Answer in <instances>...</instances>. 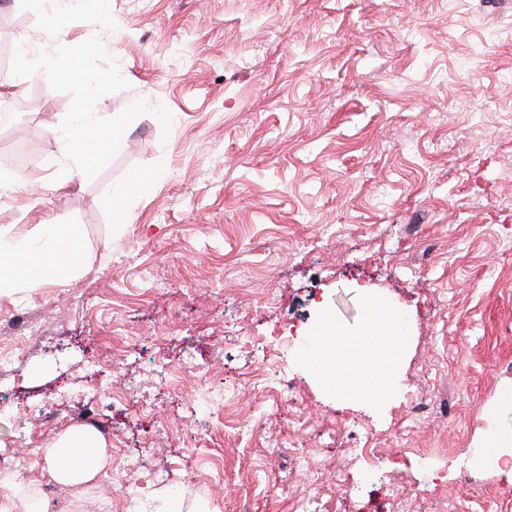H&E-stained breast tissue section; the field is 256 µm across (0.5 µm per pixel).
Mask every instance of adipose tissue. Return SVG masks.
<instances>
[{"label":"adipose tissue","instance_id":"1","mask_svg":"<svg viewBox=\"0 0 512 512\" xmlns=\"http://www.w3.org/2000/svg\"><path fill=\"white\" fill-rule=\"evenodd\" d=\"M104 116L76 105L65 138L82 167L92 166L100 152L95 143L81 140L80 131L104 123ZM0 258L10 260L12 282L0 280V294L13 281L67 279L81 262L80 240L72 226L43 224L33 233L17 234L0 227ZM365 331L350 338L332 319H325L317 335L302 349L304 362L320 379L326 393L342 407L376 404L392 398L397 390L395 366L406 342L400 334L403 315L381 293L366 301ZM51 481L72 488L74 493L96 483L112 467L105 440L94 430L74 425L44 450Z\"/></svg>","mask_w":512,"mask_h":512}]
</instances>
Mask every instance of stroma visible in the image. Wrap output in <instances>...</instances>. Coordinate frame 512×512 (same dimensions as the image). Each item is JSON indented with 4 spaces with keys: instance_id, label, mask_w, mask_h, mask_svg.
Masks as SVG:
<instances>
[{
    "instance_id": "obj_1",
    "label": "stroma",
    "mask_w": 512,
    "mask_h": 512,
    "mask_svg": "<svg viewBox=\"0 0 512 512\" xmlns=\"http://www.w3.org/2000/svg\"><path fill=\"white\" fill-rule=\"evenodd\" d=\"M52 9L0 0V146L37 155L0 226L68 224L82 246L68 281L0 296L48 329L0 370L10 481L50 485L45 460L13 472L15 438L42 449L74 425L93 351L183 427L151 433L135 392L100 408L121 452L172 472L143 498L103 476L95 512H512V470L479 457L512 428V0H104L60 29ZM27 42L83 49L81 67L43 71ZM79 99L126 124L88 130L87 171L58 132ZM373 290L407 314L402 390L342 412L300 350L326 314L359 333ZM285 320L293 346L243 357L238 335ZM212 378L232 406L190 413ZM57 391L58 420L21 419ZM353 429L376 431V465L346 454Z\"/></svg>"
}]
</instances>
